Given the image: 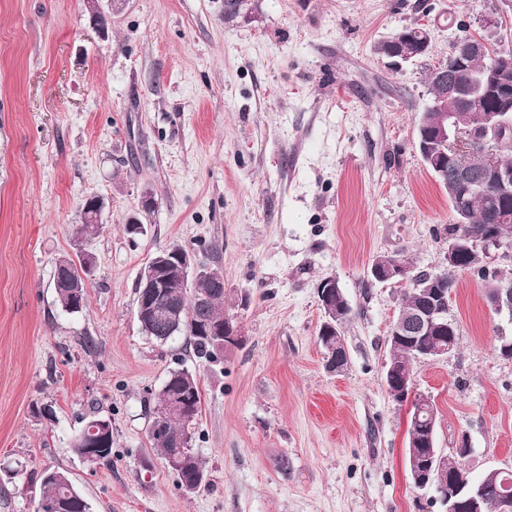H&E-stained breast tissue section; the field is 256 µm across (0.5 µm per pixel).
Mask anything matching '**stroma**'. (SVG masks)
<instances>
[{"label":"stroma","instance_id":"1","mask_svg":"<svg viewBox=\"0 0 512 512\" xmlns=\"http://www.w3.org/2000/svg\"><path fill=\"white\" fill-rule=\"evenodd\" d=\"M98 6L104 31L84 0H0V512H33L48 470L93 512H442L408 472L419 395L442 453L464 432L473 477L511 470L512 319L456 274L459 344L416 361L411 399L394 401L386 338L408 284L369 269L392 255L443 271L455 217L416 148L425 76L487 19L512 45V0H246L229 19L224 0ZM427 16L426 57L397 67L375 52ZM90 197L103 203L96 265L69 314L52 279ZM172 242L224 276L241 336L219 362L141 332L136 280ZM327 276L353 310L340 373L317 340ZM178 358L202 393L195 494L147 438ZM93 414L112 421L108 465L70 449Z\"/></svg>","mask_w":512,"mask_h":512}]
</instances>
